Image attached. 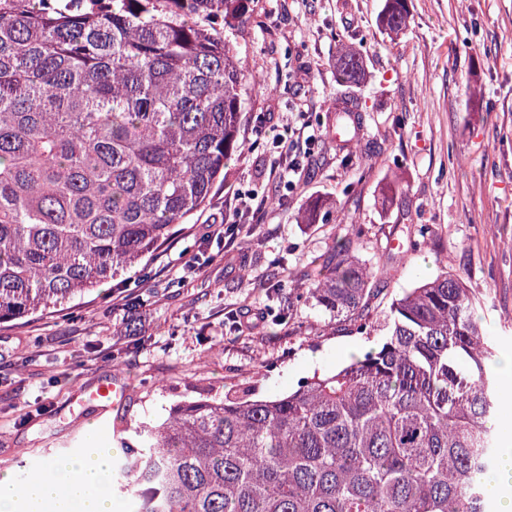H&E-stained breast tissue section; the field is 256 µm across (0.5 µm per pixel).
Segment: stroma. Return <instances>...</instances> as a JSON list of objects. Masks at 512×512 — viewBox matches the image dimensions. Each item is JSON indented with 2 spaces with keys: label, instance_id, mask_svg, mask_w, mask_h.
Here are the masks:
<instances>
[{
  "label": "stroma",
  "instance_id": "stroma-1",
  "mask_svg": "<svg viewBox=\"0 0 512 512\" xmlns=\"http://www.w3.org/2000/svg\"><path fill=\"white\" fill-rule=\"evenodd\" d=\"M384 4L248 0L245 22L225 33L255 77L247 145L207 204L126 275L0 323V473L115 447L114 415L79 400L116 376L132 382L134 428L178 401L277 396L349 362L369 341L300 291L304 271L356 233L363 263L398 256L375 309L441 270L460 273L501 355H512V0H407L395 37L379 25ZM343 42L364 62L353 88L336 79ZM347 94L364 117L352 159L334 129ZM300 115L317 140L290 144L310 152L290 192L269 176L281 154L270 120ZM393 183L399 193L383 201ZM314 199L323 211L298 223Z\"/></svg>",
  "mask_w": 512,
  "mask_h": 512
}]
</instances>
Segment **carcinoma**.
<instances>
[{
  "instance_id": "carcinoma-1",
  "label": "carcinoma",
  "mask_w": 512,
  "mask_h": 512,
  "mask_svg": "<svg viewBox=\"0 0 512 512\" xmlns=\"http://www.w3.org/2000/svg\"><path fill=\"white\" fill-rule=\"evenodd\" d=\"M244 0H0V322L82 297L154 255L241 148L249 73L224 36ZM379 24L398 34L406 0ZM349 46L340 83L360 82ZM344 142L359 105L336 100ZM362 231L306 294L375 346L267 398L174 403L112 468L128 512H496V340L443 270L366 309L394 267Z\"/></svg>"
}]
</instances>
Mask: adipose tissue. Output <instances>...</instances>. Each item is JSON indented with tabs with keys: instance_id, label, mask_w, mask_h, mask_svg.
<instances>
[{
	"instance_id": "1",
	"label": "adipose tissue",
	"mask_w": 512,
	"mask_h": 512,
	"mask_svg": "<svg viewBox=\"0 0 512 512\" xmlns=\"http://www.w3.org/2000/svg\"><path fill=\"white\" fill-rule=\"evenodd\" d=\"M110 472L102 448L88 456L46 462L21 491L10 473H2L0 512H119Z\"/></svg>"
}]
</instances>
